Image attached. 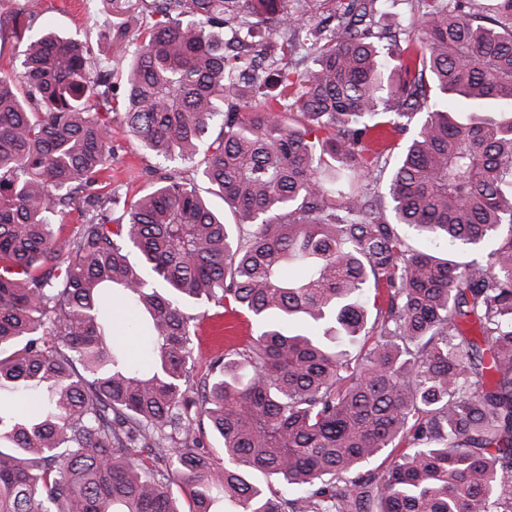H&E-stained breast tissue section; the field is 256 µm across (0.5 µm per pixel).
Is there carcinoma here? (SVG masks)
<instances>
[{
    "instance_id": "1",
    "label": "carcinoma",
    "mask_w": 512,
    "mask_h": 512,
    "mask_svg": "<svg viewBox=\"0 0 512 512\" xmlns=\"http://www.w3.org/2000/svg\"><path fill=\"white\" fill-rule=\"evenodd\" d=\"M283 2L161 0L165 20L112 28L121 70L95 78L87 46L9 18L25 50L23 91L0 76V512H512V0H422L384 49L360 28L376 0H351L340 32ZM230 20L255 39L245 68ZM298 43L316 56L297 80L264 67ZM118 75L126 131L172 164L123 203L95 190ZM489 99L510 116L456 119ZM420 112L386 202L365 179ZM400 225L500 241L440 257ZM371 286L385 307L349 358ZM187 301L258 327L200 378Z\"/></svg>"
}]
</instances>
